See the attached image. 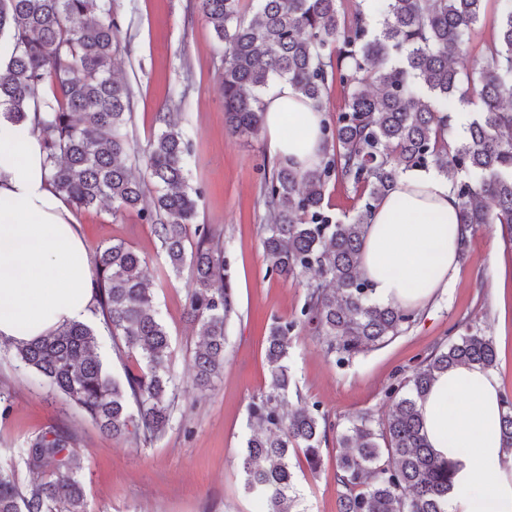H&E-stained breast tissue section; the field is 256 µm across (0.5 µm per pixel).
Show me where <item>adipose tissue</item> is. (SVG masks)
I'll return each instance as SVG.
<instances>
[{
    "mask_svg": "<svg viewBox=\"0 0 512 512\" xmlns=\"http://www.w3.org/2000/svg\"><path fill=\"white\" fill-rule=\"evenodd\" d=\"M322 113L281 84L267 98L272 153L306 170L322 157ZM446 177L413 169L365 226L361 272L374 300L417 308L454 279L461 247ZM93 259L44 165L40 137L0 116V340L32 341L93 314ZM493 370L462 365L439 375L419 403L427 441L453 467L448 512H512V451L501 431Z\"/></svg>",
    "mask_w": 512,
    "mask_h": 512,
    "instance_id": "adipose-tissue-1",
    "label": "adipose tissue"
}]
</instances>
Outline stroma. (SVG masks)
I'll return each instance as SVG.
<instances>
[{
	"instance_id": "stroma-1",
	"label": "stroma",
	"mask_w": 512,
	"mask_h": 512,
	"mask_svg": "<svg viewBox=\"0 0 512 512\" xmlns=\"http://www.w3.org/2000/svg\"><path fill=\"white\" fill-rule=\"evenodd\" d=\"M194 0H114L121 26L115 74L132 90L127 130L144 149L159 130L158 113L171 108L169 91L187 87L181 127L192 143L188 182L201 189L198 223L212 225L230 262L237 312L227 325L224 372L215 389L191 381V355L199 342L186 314L188 275L164 276L160 243L136 214L113 215L111 205L76 212L89 250L125 242L147 260L159 317L171 335V369L180 399L170 429L149 445L103 436L47 382L24 369L0 342V467L14 470L20 485L37 472L22 453L29 439L51 426L77 435L74 451L84 461L81 478L91 512H264L246 492L239 466L251 435L248 405L268 381L266 336L278 319H294L305 297V279L267 271L263 252L264 164L274 161L266 134L224 131V61L213 52L215 33ZM409 328L388 343L338 362L308 329L297 328L290 356L298 399L319 402L329 421L367 412L384 418L387 387L410 372L436 343L457 339L469 321L491 336L494 371L512 398V250L501 227L476 228L447 291L416 308ZM336 442L323 448L322 465L310 471L294 463L298 512H337Z\"/></svg>"
}]
</instances>
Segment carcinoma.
Returning <instances> with one entry per match:
<instances>
[{"mask_svg":"<svg viewBox=\"0 0 512 512\" xmlns=\"http://www.w3.org/2000/svg\"><path fill=\"white\" fill-rule=\"evenodd\" d=\"M488 0H252L245 20L241 0H196L213 26L224 59L225 130L260 134L265 97L287 83L324 112L330 89L344 91L336 118L323 120L325 151L312 170L280 159L264 174L263 250L267 270L283 278L315 271L301 323L322 338L327 352L349 359L381 346L411 324L415 312L380 304L360 270L363 229L399 176L434 168L450 181L465 235L479 224H499L512 242V0H504L496 35L480 56L468 35ZM121 33L113 0H0V39L12 46L0 70V114L42 140L55 189L76 210L112 204V214L134 212L161 243L165 268L192 273L188 314L201 343L191 359L193 382L209 389L224 370V330L236 312L224 281V248L207 224H197L201 191L189 186L191 141L178 120L160 113L145 168L123 129L131 119V89L114 76ZM472 105L448 136L456 102ZM352 185L363 204L338 217L325 205L330 182ZM156 195L144 204L148 186ZM146 259L118 242L96 249L93 283L98 311L115 354L135 356L137 373L111 376L96 353L95 331L73 323L36 341H15V357L47 379L101 433L140 445L165 434L176 403L167 364L169 334L143 276ZM295 321H277L265 357L269 381L252 398L254 432L240 461L244 486L265 512H295L292 458L321 464L333 438L342 487L338 512H448L452 466L426 440L418 401L436 375L459 365H495L493 340L469 323L459 338L437 345L411 372L390 384L387 417L367 413L340 426L316 402L281 412L294 382L289 349ZM502 432L512 448V399L504 398ZM68 429L52 426L27 442L23 454L42 478L21 487L0 469V512H89L81 462L70 451Z\"/></svg>","mask_w":512,"mask_h":512,"instance_id":"cac0c4a2","label":"carcinoma"}]
</instances>
